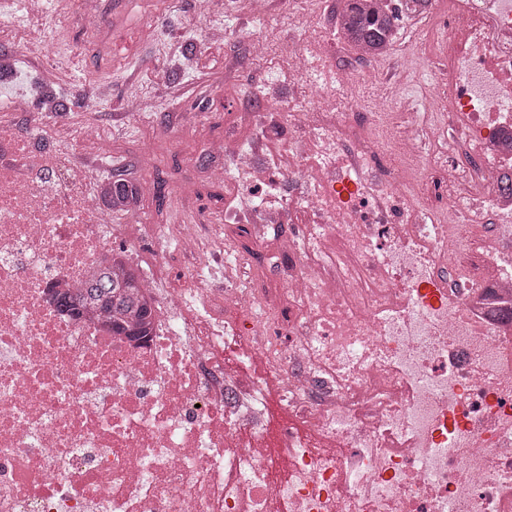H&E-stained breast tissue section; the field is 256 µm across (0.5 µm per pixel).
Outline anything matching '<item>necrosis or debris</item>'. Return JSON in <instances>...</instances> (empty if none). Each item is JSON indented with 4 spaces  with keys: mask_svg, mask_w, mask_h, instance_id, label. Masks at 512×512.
<instances>
[{
    "mask_svg": "<svg viewBox=\"0 0 512 512\" xmlns=\"http://www.w3.org/2000/svg\"><path fill=\"white\" fill-rule=\"evenodd\" d=\"M53 12L110 59L101 0H19L0 31L43 40ZM430 96L351 111L329 88L280 107L291 136L256 165L228 113L202 143L253 189L175 247L188 274L143 284L146 336L62 309L138 251L100 193L85 115L20 131L31 80L0 101V512H512V0H429ZM236 272L191 305L216 264Z\"/></svg>",
    "mask_w": 512,
    "mask_h": 512,
    "instance_id": "4bbe7bcc",
    "label": "necrosis or debris"
}]
</instances>
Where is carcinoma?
Listing matches in <instances>:
<instances>
[{
    "mask_svg": "<svg viewBox=\"0 0 512 512\" xmlns=\"http://www.w3.org/2000/svg\"><path fill=\"white\" fill-rule=\"evenodd\" d=\"M377 0H346L337 27L339 37L358 52H376L395 43L399 24L394 17L379 11ZM112 211L130 212L144 206L145 195L135 169L114 168L108 180ZM65 307H97L112 320V330L127 336H144L151 322V311L142 300L134 275L122 266L104 272L87 288L66 293Z\"/></svg>",
    "mask_w": 512,
    "mask_h": 512,
    "instance_id": "carcinoma-1",
    "label": "carcinoma"
}]
</instances>
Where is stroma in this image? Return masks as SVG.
I'll list each match as a JSON object with an SVG mask.
<instances>
[{
	"label": "stroma",
	"instance_id": "35a3bbf8",
	"mask_svg": "<svg viewBox=\"0 0 512 512\" xmlns=\"http://www.w3.org/2000/svg\"><path fill=\"white\" fill-rule=\"evenodd\" d=\"M128 0H112L101 15L112 35V60L100 63L91 49L82 47L84 34L70 19L60 17L56 25L80 51L58 63L46 50L20 49L10 36L0 37V57L13 58L20 72L40 73L52 80L66 99L64 112H38L23 120L29 131L54 122L80 120L89 98L99 99L97 121L113 145L136 155L149 142L158 146L157 158L147 173L149 184L161 187V196H148L141 212L149 224L171 223V205L178 190L179 175L198 159L197 144L224 135V104L231 101L265 113L264 125L244 132L247 142L271 139L285 148L287 130L276 129L277 118L266 103L277 98L285 104L301 105L307 98L291 77V66L283 46H305L306 26L329 23L330 13H316L311 0H304L301 19L288 17L280 4H273L274 19L254 20L247 0H223L219 14L204 13L201 0H174L146 17L127 9ZM223 31L222 39H210L211 31ZM260 38L269 45L262 60L245 50L247 40ZM234 68L236 82L224 79ZM149 94L154 112L132 119V98ZM247 197L244 179L200 181L190 191V212L195 223L208 224L223 215L226 206L241 205Z\"/></svg>",
	"mask_w": 512,
	"mask_h": 512
}]
</instances>
